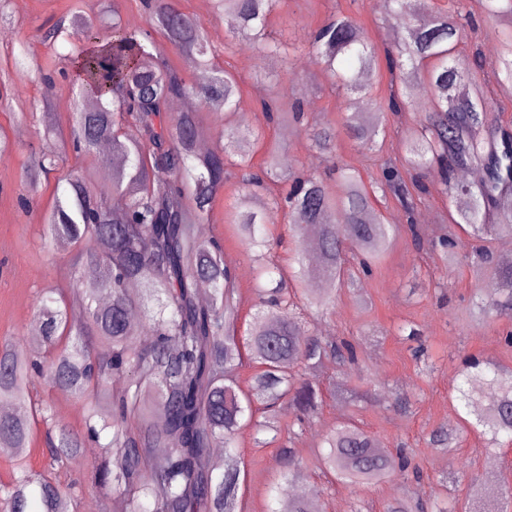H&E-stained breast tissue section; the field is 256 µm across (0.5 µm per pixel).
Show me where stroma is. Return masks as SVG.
Segmentation results:
<instances>
[{
    "label": "stroma",
    "instance_id": "stroma-1",
    "mask_svg": "<svg viewBox=\"0 0 512 512\" xmlns=\"http://www.w3.org/2000/svg\"><path fill=\"white\" fill-rule=\"evenodd\" d=\"M73 1L76 0H13L10 36L0 41V57L23 48L41 62L54 57L55 49L43 44L41 35L59 19L69 17ZM176 3L182 11L206 24L216 49L217 66L232 71L242 82L240 112L232 120L239 123L242 131L264 137L263 145L245 146L253 163H261L266 145L281 143L287 147L283 159L296 175L319 178L324 173L330 157L313 147L308 129L270 124L266 113L256 105L259 97L286 93L290 99L303 103L310 126L324 123L336 127L333 158L340 165L359 170L374 192L375 208L383 213L387 223L397 228L386 257L372 275L360 280L364 303H357L340 287L336 290L333 312L311 319L316 332L350 338L356 345L358 359L345 372L336 365L320 366L316 372L320 379L343 377L344 395H325L312 432L294 442L305 472L301 489L316 491L317 512H384L389 502L402 495L426 499L433 477L450 467L461 477L451 487L457 502H465L466 481L476 475L491 487L483 504L485 512H496L498 487L512 488V445L490 453L476 434L463 433L453 457L447 458L431 454L425 437L437 425L459 423L453 395L463 356L473 354L512 369V348L498 342L503 331L512 329V321L503 319L479 329L471 328L466 321L465 312L478 283L467 265L443 267L431 246L450 233L468 253L475 241L453 222L454 209L447 194L433 189L435 177H426V189L416 201V215L425 214L431 220L430 230L417 237L409 231L400 205L377 191L382 166L397 158L399 143L406 128L413 124L415 112L403 113L389 124L379 151L364 150L342 129L338 97L327 86L307 48L311 32L335 14L352 17L363 37L385 44L388 30L376 0H281L270 26L295 48L285 72L277 69L252 43L232 41L224 19L213 14L211 0ZM464 5L480 28L463 32L457 49L464 55L486 52L497 42V24L484 14L479 0H464ZM72 83L68 77L58 79L51 88L35 79L20 84L15 96L29 114L25 120L18 118L16 108L0 106V130L9 143L0 154V342L8 340L21 349L26 346L28 326L38 320L36 301L42 289L54 285L63 270L75 269L80 276L85 273L84 267L74 266L68 245L60 244L51 250L43 245L42 214L52 201L57 175L42 180L37 192L29 194V206L19 202L20 195L27 194L25 167L38 149L45 125L66 123ZM238 193L235 181L225 182L215 198L211 221L203 225L202 231L224 242V263L237 276L239 326L244 329L255 311V269L226 217V210ZM408 324L415 325L425 340L428 365L414 362L411 343L400 335L401 327ZM370 387L389 398L399 392L410 394V412L400 414L383 405L353 400L354 392ZM347 419L355 420L385 447L401 442L411 448L416 464L425 474L424 481L408 484L395 476L360 492L340 485L329 486L315 467L313 447L319 432ZM236 446L244 462L238 493L241 512H271L275 506L273 487L281 469L279 443L256 447L253 430L247 426L240 431ZM97 464V459L80 458L73 472L59 477L64 484L76 482L80 491L77 512H112L111 501L91 490Z\"/></svg>",
    "mask_w": 512,
    "mask_h": 512
}]
</instances>
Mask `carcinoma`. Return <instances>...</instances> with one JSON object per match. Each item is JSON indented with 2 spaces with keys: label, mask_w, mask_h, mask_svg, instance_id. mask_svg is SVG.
Segmentation results:
<instances>
[{
  "label": "carcinoma",
  "mask_w": 512,
  "mask_h": 512,
  "mask_svg": "<svg viewBox=\"0 0 512 512\" xmlns=\"http://www.w3.org/2000/svg\"><path fill=\"white\" fill-rule=\"evenodd\" d=\"M236 36L256 45L266 57L288 60V44L269 30L279 0H211ZM490 18L502 26L497 57L486 62L475 53L463 57L455 40L468 24L462 8L429 12V0H377L385 23L397 35L383 46L362 38L354 21L337 15L313 31L308 43L314 63L338 91L339 111L354 94L369 95L375 73L385 64L398 80L385 111L353 112L345 119L349 136L370 151L384 132L385 115L411 108L416 92L428 85L433 105L420 113L403 138L404 155L387 162L380 185L414 224L415 199L406 174H432L449 192L455 223L470 228L484 242L474 274L485 293L468 311V320L484 326L512 317V266L491 263L486 243L512 237V215L499 223L487 220L512 189V137L501 145L480 137L495 102L481 82L493 75L505 92L512 91V0H482ZM164 36L185 63L212 71L202 85H190L172 64L154 35ZM42 41L70 45L60 56L74 69L77 91L68 113V134L45 128L46 147L26 173L27 191L74 154L73 171L57 183L45 222V242H69L77 262L97 270L98 286L67 285L41 297L37 315L43 349L27 355L8 341L0 343V402L15 411L0 415V455L16 461V471L0 483V512H67L73 488L60 486L54 472L77 463L81 450L95 442L101 448L94 484L112 496L113 512H238L241 455L235 448L240 430L251 426L259 435L281 432L276 408L284 401L295 415L288 439L305 434L318 409L319 384L313 372L325 362L351 365L354 343L345 337L320 336L301 312H326L335 295L321 287L329 278L350 288L356 277L350 257L368 273L389 250L395 229L371 211L370 194L360 174L337 167L340 194L313 177L282 169L281 147L265 149L263 166L239 155L236 128L224 125V143L197 151L200 113H170L176 99L193 96L207 109L236 110L240 83L235 74L214 64L213 45L205 24L171 0H151L144 25L132 29L112 10V25L102 31L99 19L74 7L71 19L57 23ZM57 65L43 66L26 50L0 68V104L13 101L15 87L36 76L55 84ZM261 109L280 124L299 123L304 105L281 93L259 98ZM315 148L332 153L336 130L318 128ZM488 166L481 185L459 180L465 168ZM238 180L246 193L229 213L239 243L252 256L259 302L247 335L237 334L238 288L224 265L223 244L198 232L208 222L212 202L224 181ZM112 190L107 198L101 182ZM287 182L284 196L269 202L288 212L293 240L290 273L270 257V243L257 235L262 206L256 194L268 183ZM443 265L459 262L453 239L440 242ZM135 283L139 293L127 292ZM141 312L144 330L131 329L130 316ZM249 360L254 373L248 392L232 378L236 366ZM80 405L83 430L73 431L46 402L32 396L35 380ZM492 401L483 404L485 392ZM460 421L477 432L489 448L512 442V371L475 357L465 362L456 387ZM46 428L47 463L30 470L21 457L37 425ZM458 432L439 425L427 436L429 448L451 455ZM166 448L162 457L154 449ZM214 448L224 449V467L210 468ZM322 474L355 490L380 485L394 476L419 483L420 469L407 448H384L362 428L343 421L319 435L314 449ZM292 468L275 487L274 512H309L296 489L302 479L294 452L283 450ZM386 512H426L422 502L391 501Z\"/></svg>",
  "instance_id": "obj_1"
}]
</instances>
